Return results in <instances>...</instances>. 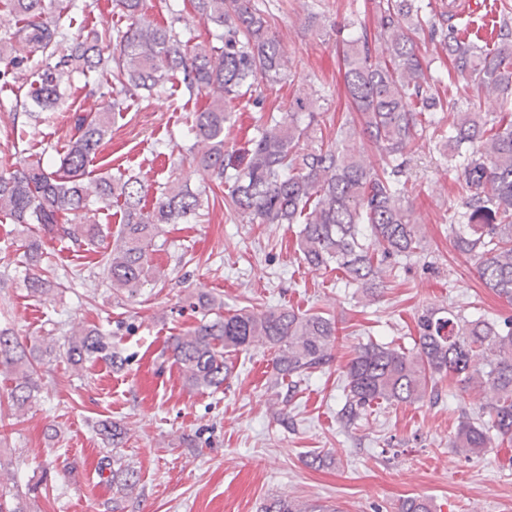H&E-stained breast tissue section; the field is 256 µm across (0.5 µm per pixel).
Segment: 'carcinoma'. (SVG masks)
<instances>
[{
    "instance_id": "1",
    "label": "carcinoma",
    "mask_w": 512,
    "mask_h": 512,
    "mask_svg": "<svg viewBox=\"0 0 512 512\" xmlns=\"http://www.w3.org/2000/svg\"><path fill=\"white\" fill-rule=\"evenodd\" d=\"M23 21L10 37L0 39V81L33 77L24 112H43L59 105L72 88V74H101L112 85L108 100L93 112L75 115L77 137L57 169L41 159L23 161L9 176L0 175V213L14 224H39L74 243L99 249L97 261L112 291L134 298L156 281L151 252L165 224H188L202 207V192L190 177L173 171L151 207L142 205L139 177L117 170L86 181L87 167L98 154L126 100L142 92L159 93L178 83L188 99L207 98L193 113L189 134L206 148L191 154L190 167L208 181V189L224 188V202L252 224H299L300 259L315 269L332 266L345 284L373 299L385 288L383 263L423 250L418 225L406 200L407 154L427 128L434 129L435 148L456 169L467 191L465 211L448 225L458 253L475 261L484 287L512 301V41L501 34L493 47L440 29L424 0H377V34L367 28L343 41L340 54L347 115L336 141L315 139L319 113L317 92H302L288 101L280 118L255 128L247 147L238 150L224 140L231 120L228 105L253 92L258 81L277 83L287 68L281 43L271 31L266 11L254 0H191L196 16L211 26V42L195 43L176 0L167 4L168 24L146 21L142 0H112L127 19L123 28L70 31L66 10L93 11L98 0H6ZM181 27H176V24ZM440 40L450 65L431 73L432 59L421 44ZM26 41L31 50L14 54ZM60 56L55 64L49 59ZM463 79L481 94L494 95L497 109L482 110L469 100L453 113L448 127L436 114L448 100L432 93L445 82ZM361 136L380 152V163L366 162L354 144ZM122 202L123 224L113 243L105 244L102 225L89 217L90 206ZM24 283L33 294L51 290L42 277L45 256L40 237L24 244ZM200 315L184 334L167 346L173 364L191 389H218L231 373L226 355L252 348L276 350L277 376L301 379L331 363L339 336L336 319L292 308L219 311V302L203 292L185 298ZM411 349L368 341L354 349L344 366L345 402L341 418L359 419L375 401L414 404L439 393L448 381L453 390L491 393L476 416L459 420L452 447L480 456L491 444L490 431L512 444V319L467 317L445 307H426L416 319ZM49 335L34 347L24 346L9 329H0V368L11 376L9 401L22 412L41 390L35 363L57 354ZM64 354L74 367L102 360L123 368L124 359L95 326L69 333ZM98 434L112 448L126 443V429L98 423ZM99 473L109 472L112 512L133 493L139 471L117 453L98 458ZM0 512H28L17 491L0 483ZM258 512H341L333 505L310 503L278 494L264 500ZM398 512H432L425 497H407Z\"/></svg>"
}]
</instances>
